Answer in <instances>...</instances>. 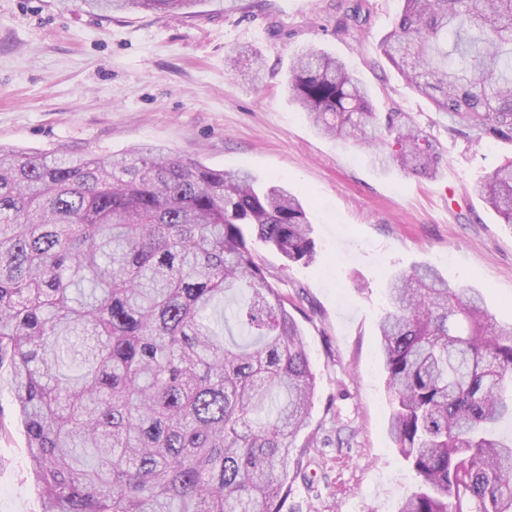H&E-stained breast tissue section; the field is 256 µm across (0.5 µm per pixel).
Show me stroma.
Masks as SVG:
<instances>
[{
	"label": "stroma",
	"instance_id": "35a3bbf8",
	"mask_svg": "<svg viewBox=\"0 0 512 512\" xmlns=\"http://www.w3.org/2000/svg\"><path fill=\"white\" fill-rule=\"evenodd\" d=\"M198 0L191 13L100 16L80 0H0V146L84 154L164 149L210 168L280 179L312 226V263L257 245L307 344L316 391L305 475L289 474L290 512H395L416 484L388 432L391 406L376 328L389 272L437 268L479 289L489 317L512 323V226L471 191L512 155L473 142L388 63L380 44L401 0ZM342 60L380 112H406L443 153L435 176L380 169L353 142L317 133L286 91L295 51ZM260 68L262 78L247 74ZM0 512H42L27 437L0 373Z\"/></svg>",
	"mask_w": 512,
	"mask_h": 512
}]
</instances>
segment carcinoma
Returning <instances> with one entry per match:
<instances>
[{
    "instance_id": "1",
    "label": "carcinoma",
    "mask_w": 512,
    "mask_h": 512,
    "mask_svg": "<svg viewBox=\"0 0 512 512\" xmlns=\"http://www.w3.org/2000/svg\"><path fill=\"white\" fill-rule=\"evenodd\" d=\"M381 42L407 84L475 141L512 144V0H403ZM170 12L195 0H81ZM360 0L339 25L358 23ZM287 89L317 130L380 165L441 161L405 112L327 52ZM472 191L512 225V157ZM286 184L161 149L81 156L0 147V370L43 512H283L311 442L316 377L288 298L254 244L314 259ZM378 323L388 429L419 478L397 512H512V324L432 266L393 271ZM233 299L224 322L212 317Z\"/></svg>"
}]
</instances>
